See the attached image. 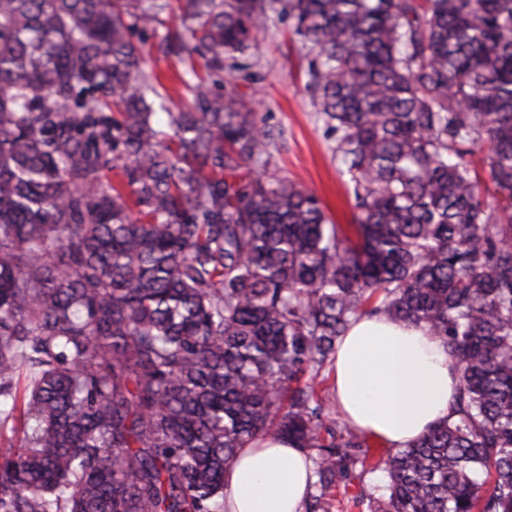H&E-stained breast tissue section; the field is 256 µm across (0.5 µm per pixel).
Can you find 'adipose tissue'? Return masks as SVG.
<instances>
[{
  "label": "adipose tissue",
  "instance_id": "obj_1",
  "mask_svg": "<svg viewBox=\"0 0 512 512\" xmlns=\"http://www.w3.org/2000/svg\"><path fill=\"white\" fill-rule=\"evenodd\" d=\"M460 374L441 340L421 324L380 316L354 321L336 347L333 389L340 416L392 448L413 443L453 411ZM313 463L275 438L240 449L224 475V512H302Z\"/></svg>",
  "mask_w": 512,
  "mask_h": 512
}]
</instances>
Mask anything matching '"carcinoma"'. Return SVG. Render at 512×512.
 Instances as JSON below:
<instances>
[{
	"label": "carcinoma",
	"instance_id": "1",
	"mask_svg": "<svg viewBox=\"0 0 512 512\" xmlns=\"http://www.w3.org/2000/svg\"><path fill=\"white\" fill-rule=\"evenodd\" d=\"M177 3L153 43L170 0H0V512H224L268 435L315 461L303 512H512V0ZM275 15L351 224L239 90ZM364 315L460 373L378 460L321 378Z\"/></svg>",
	"mask_w": 512,
	"mask_h": 512
}]
</instances>
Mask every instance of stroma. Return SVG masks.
<instances>
[{"label":"stroma","instance_id":"1","mask_svg":"<svg viewBox=\"0 0 512 512\" xmlns=\"http://www.w3.org/2000/svg\"><path fill=\"white\" fill-rule=\"evenodd\" d=\"M290 23L270 22L257 35V112L285 132L286 145L275 152L270 168L313 188L340 224L352 221L345 187L336 171L330 142L318 121L305 89V63L300 46L292 41Z\"/></svg>","mask_w":512,"mask_h":512}]
</instances>
